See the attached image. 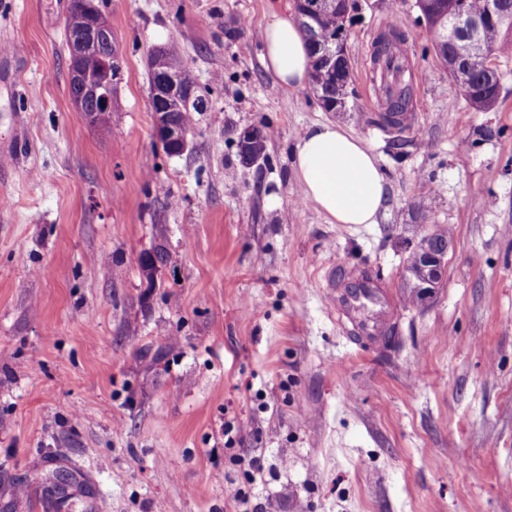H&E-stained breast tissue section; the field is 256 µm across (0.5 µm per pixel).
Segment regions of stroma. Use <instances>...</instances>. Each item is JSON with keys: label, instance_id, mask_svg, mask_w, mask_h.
Masks as SVG:
<instances>
[{"label": "stroma", "instance_id": "stroma-1", "mask_svg": "<svg viewBox=\"0 0 512 512\" xmlns=\"http://www.w3.org/2000/svg\"><path fill=\"white\" fill-rule=\"evenodd\" d=\"M67 4L0 0V146L20 144L0 156V508L512 512V57L497 107L476 111L415 0H355L352 109L328 112L260 62L290 0H106L123 79L115 121L93 126L69 92ZM391 25L413 86L400 158L370 80ZM160 47L208 92L181 155L154 134ZM325 121L379 156V223L302 200L291 151ZM247 128L270 134L264 163L240 161ZM439 227L442 282L414 296L407 258ZM159 246L150 288L139 257ZM334 267L380 278L399 351L339 320ZM55 471L58 504L30 481Z\"/></svg>", "mask_w": 512, "mask_h": 512}]
</instances>
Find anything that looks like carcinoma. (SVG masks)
<instances>
[{"instance_id": "1", "label": "carcinoma", "mask_w": 512, "mask_h": 512, "mask_svg": "<svg viewBox=\"0 0 512 512\" xmlns=\"http://www.w3.org/2000/svg\"><path fill=\"white\" fill-rule=\"evenodd\" d=\"M315 0H295L294 16L301 31L309 43L311 54L318 56L317 45L327 40L346 39L347 22L352 16L347 9L316 12L312 10ZM416 7L425 25L441 41L434 45L437 52L453 58L469 59L475 48L468 40L455 37L452 33V20L457 15L480 20L479 40L490 57L499 59L512 56V19H505L490 9L489 0H416ZM102 16L99 0H70L64 22V40L70 55V92L82 99V112L92 125L108 126L112 123L110 110L101 109L90 93L105 78L103 63L105 59L122 57L119 45L114 38H98L93 44L85 42L90 21ZM397 42L388 43L384 49H375L379 65L373 70L380 73L385 90L387 111L381 114L379 125L398 128L402 125L400 115L407 111L411 99V86L404 79L405 70L397 65L391 66V56ZM150 92H155L159 75L167 70L178 73V88L191 90L196 94L197 103L187 109L177 104L170 107L172 122L190 130L195 121L194 113L206 111L205 96L199 93L196 77L183 66L171 52L162 48L153 49L148 55ZM464 79L460 86L470 105L477 111H486L497 104L501 87V75L497 69L490 71L482 66L472 65L462 70ZM345 69H332L314 60L310 74V85L317 94L323 108L328 112L336 111V99L341 95Z\"/></svg>"}]
</instances>
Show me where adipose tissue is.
Instances as JSON below:
<instances>
[{"mask_svg": "<svg viewBox=\"0 0 512 512\" xmlns=\"http://www.w3.org/2000/svg\"><path fill=\"white\" fill-rule=\"evenodd\" d=\"M261 61L285 90L304 87L311 58L290 14H276L263 34ZM292 168L302 194L333 224H374L387 209L388 180L377 156L333 122L308 126L293 148Z\"/></svg>", "mask_w": 512, "mask_h": 512, "instance_id": "obj_1", "label": "adipose tissue"}]
</instances>
